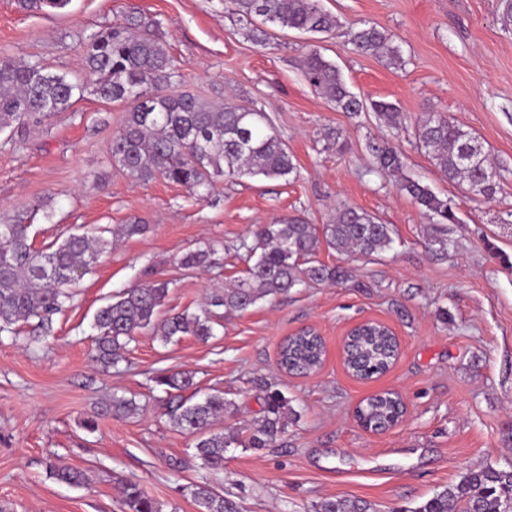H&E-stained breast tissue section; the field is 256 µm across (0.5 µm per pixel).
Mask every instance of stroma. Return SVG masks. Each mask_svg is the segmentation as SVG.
Returning <instances> with one entry per match:
<instances>
[{
	"mask_svg": "<svg viewBox=\"0 0 512 512\" xmlns=\"http://www.w3.org/2000/svg\"><path fill=\"white\" fill-rule=\"evenodd\" d=\"M340 26L312 37L292 30L247 37L231 0H69L51 12L0 0V54L41 60L76 74L85 39L137 7L159 23L182 89L224 104L267 112L297 166L286 180L226 177L205 201L181 185L139 183L112 165L109 146L125 107L87 94L66 112L14 139L0 136V214L34 213L35 247L71 233L98 232L139 217L145 233L122 239L78 284L55 315L46 344H30L34 323L0 334V506L7 512H125L120 483L133 480L162 512H198L182 487L201 479L234 494L242 512H315L330 498L367 501L376 512H409L472 469L512 464V31L500 0H321ZM376 26L399 46L390 65L353 51L355 23ZM336 64L350 90L396 105L401 120L352 115L305 80L307 43ZM444 112L473 131L485 152L510 173L493 199L468 196L420 149L421 113ZM342 148L327 146V129ZM387 138L403 154L406 175L447 199L457 223L448 253L431 252L428 216L396 180L374 173L369 138ZM47 205L51 219L37 215ZM354 207L390 225V250L346 256L320 247L316 258L348 268L335 284L306 282L248 312L223 314L208 342L184 336L163 343L138 335L125 361L103 370L93 359L95 312L120 290L155 279L169 283L162 315L196 313L207 297L233 284L246 264L240 245L254 225L299 215L328 223ZM211 242L224 245L216 265L185 269L179 257ZM374 320L401 342L390 370L359 380L340 349L353 325ZM317 329L322 367L306 376L278 366L283 339ZM195 373L233 406L220 429L245 431L264 414L267 391L279 390L294 412L275 447L228 449L224 469L205 474L192 439L173 428L153 376ZM382 390L400 396L406 414L375 434L354 412ZM135 397L132 417L84 421L111 394ZM84 469L73 488L47 474L48 463Z\"/></svg>",
	"mask_w": 512,
	"mask_h": 512,
	"instance_id": "35a3bbf8",
	"label": "stroma"
}]
</instances>
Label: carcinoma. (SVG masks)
<instances>
[{
    "instance_id": "cac0c4a2",
    "label": "carcinoma",
    "mask_w": 512,
    "mask_h": 512,
    "mask_svg": "<svg viewBox=\"0 0 512 512\" xmlns=\"http://www.w3.org/2000/svg\"><path fill=\"white\" fill-rule=\"evenodd\" d=\"M238 14L263 24L303 33H329L339 26L333 14L319 0H232ZM32 11L61 9L68 0H19ZM159 22L134 9L123 21L92 33L83 43V72L68 75L53 71L38 60L19 61L0 56V133L19 129L28 122L39 123L59 112H67L84 93L106 103L127 105L123 123L110 146L112 163L141 183L162 179L189 189L198 201L208 197L215 179L222 176H249L278 180L297 173L293 155L272 125L269 115L256 108L214 104L191 91H175L180 74L163 37ZM349 43L361 53L401 61L400 49L390 37L373 25L351 26ZM303 72L311 86L336 109L357 113L371 107L390 125L400 123L394 104L370 103L353 93L336 65L316 48L303 56ZM141 91L133 99L129 89ZM421 148L432 156L448 180L467 191L493 198L505 168L489 161L483 146L464 126L441 112H424L418 124ZM376 172L394 175L403 172L404 161L395 146L386 140L369 142ZM401 192L413 199L431 217L430 245L448 251L447 225L458 222L448 200L438 197L422 181L403 176ZM30 224L23 212L0 219V333L13 331L20 321L37 320L40 343L52 333L53 316L71 300L76 285L74 272H92L99 257L112 247V239L131 237L144 231L135 219L102 235L72 234L37 250L30 241ZM393 242L392 228L361 210L344 207L328 224H309L292 216L269 224H257L251 242L243 243L248 265L245 275L230 288L211 296L209 308L199 314L178 313L159 318L169 291V282L152 280L124 289L115 300L100 307L93 319L97 331L96 361L105 369L125 358L128 344L139 333L150 330L169 343L177 336H193L207 342L213 336V307L244 313L260 301L272 302L295 286L339 282L348 277L342 266H328L314 259L320 245L339 253L372 256L387 251ZM221 244L189 250L179 258L185 269L207 268L217 263ZM392 336L376 326H359L345 347L344 365L358 378L383 373L395 357ZM325 354L320 336L302 330L280 345L279 365L296 374L317 371ZM168 396L169 423L193 438L195 457L201 468L224 470L229 448L261 450L271 448L288 427V400L274 390L265 398L263 417L247 438L234 430H213L214 421L233 403L224 393H202L194 375L185 371H164L151 378ZM134 398L112 394L93 407L85 426L93 430L97 420L129 416L139 412ZM404 405L393 392L376 393L358 409L362 423L373 430L384 429L401 416ZM49 477L72 487L89 482L87 471L69 465L49 464ZM199 512H241L232 496L217 491L208 481L184 488ZM122 499L128 512H160V506L140 484L122 483ZM512 512V465H487L467 472L458 484L436 492L409 512ZM367 503L348 499H325L316 512H371Z\"/></svg>"
}]
</instances>
